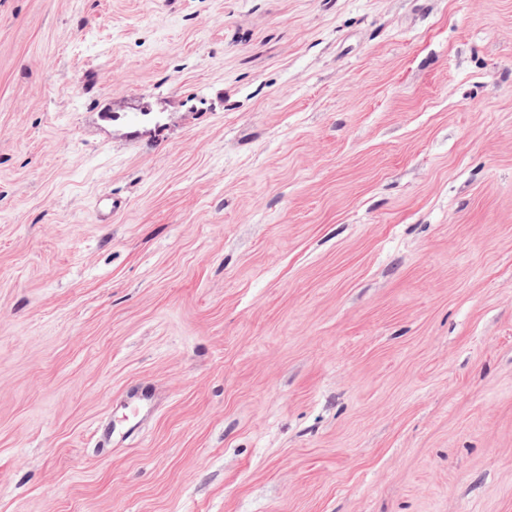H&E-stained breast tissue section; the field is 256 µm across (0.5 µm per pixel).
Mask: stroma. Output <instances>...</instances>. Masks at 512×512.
Returning a JSON list of instances; mask_svg holds the SVG:
<instances>
[{
    "mask_svg": "<svg viewBox=\"0 0 512 512\" xmlns=\"http://www.w3.org/2000/svg\"><path fill=\"white\" fill-rule=\"evenodd\" d=\"M0 512H512V0H0Z\"/></svg>",
    "mask_w": 512,
    "mask_h": 512,
    "instance_id": "35a3bbf8",
    "label": "stroma"
}]
</instances>
